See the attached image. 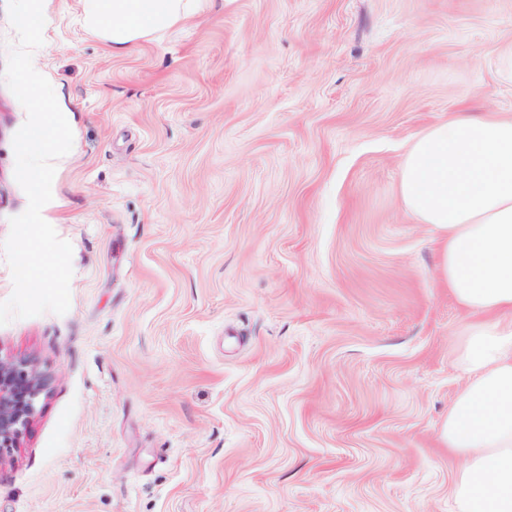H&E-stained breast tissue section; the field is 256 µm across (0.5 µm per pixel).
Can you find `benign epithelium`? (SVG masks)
<instances>
[{
	"mask_svg": "<svg viewBox=\"0 0 512 512\" xmlns=\"http://www.w3.org/2000/svg\"><path fill=\"white\" fill-rule=\"evenodd\" d=\"M44 387L43 378L28 362L0 359V452L15 447L30 425Z\"/></svg>",
	"mask_w": 512,
	"mask_h": 512,
	"instance_id": "benign-epithelium-1",
	"label": "benign epithelium"
}]
</instances>
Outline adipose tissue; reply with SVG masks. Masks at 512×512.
Segmentation results:
<instances>
[{
    "instance_id": "obj_1",
    "label": "adipose tissue",
    "mask_w": 512,
    "mask_h": 512,
    "mask_svg": "<svg viewBox=\"0 0 512 512\" xmlns=\"http://www.w3.org/2000/svg\"><path fill=\"white\" fill-rule=\"evenodd\" d=\"M200 0H80L84 27L119 53L161 40ZM404 208L441 241L440 275L471 315L465 380L442 438L460 459L455 512H512V118L437 123L401 164Z\"/></svg>"
}]
</instances>
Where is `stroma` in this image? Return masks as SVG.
<instances>
[{
    "label": "stroma",
    "instance_id": "1",
    "mask_svg": "<svg viewBox=\"0 0 512 512\" xmlns=\"http://www.w3.org/2000/svg\"><path fill=\"white\" fill-rule=\"evenodd\" d=\"M48 0L74 136L43 219L70 308L0 326L46 381L0 512H453L470 319L399 197L413 139L512 116V0H208L113 53ZM0 80V244L28 198Z\"/></svg>",
    "mask_w": 512,
    "mask_h": 512
}]
</instances>
